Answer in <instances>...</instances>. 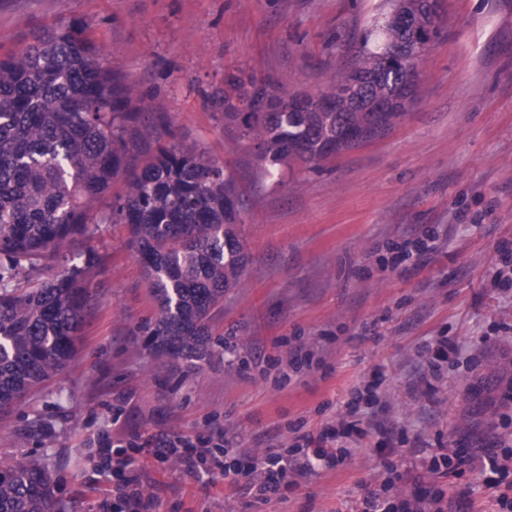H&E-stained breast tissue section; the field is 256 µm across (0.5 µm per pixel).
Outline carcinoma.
I'll list each match as a JSON object with an SVG mask.
<instances>
[{"label":"carcinoma","mask_w":512,"mask_h":512,"mask_svg":"<svg viewBox=\"0 0 512 512\" xmlns=\"http://www.w3.org/2000/svg\"><path fill=\"white\" fill-rule=\"evenodd\" d=\"M441 32L431 0H395L373 19L352 71L315 95L290 93L270 77L231 75L224 119L253 143L267 172L292 160L316 163L397 123L417 98L418 62ZM381 101L389 104L383 112ZM354 130L363 140L350 137ZM121 173L125 194L98 215L95 203ZM239 220L232 174L185 143L165 113L131 103L83 25L45 26L21 52L0 56V411L75 352L94 257L79 265L82 254L60 249L91 224L128 225L157 304L146 325L155 351L189 367L209 362L224 348L209 330L211 312L248 263L233 231ZM44 263L62 271L31 279ZM0 512H56L46 467L0 462Z\"/></svg>","instance_id":"cac0c4a2"}]
</instances>
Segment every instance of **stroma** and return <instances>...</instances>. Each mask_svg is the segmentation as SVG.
Masks as SVG:
<instances>
[{
    "mask_svg": "<svg viewBox=\"0 0 512 512\" xmlns=\"http://www.w3.org/2000/svg\"><path fill=\"white\" fill-rule=\"evenodd\" d=\"M442 36L418 66L419 90L396 126L321 161L261 174L251 144L212 101L245 72L288 92H318L351 70L388 0H0V55L33 30L79 20L132 97L166 113L186 142L232 172L245 203L236 231L248 255L238 286L210 322L226 340L199 368L158 356L144 324L155 312L122 224L91 225L77 252L91 304L78 350L57 375L0 414V461L37 459L58 512H122L97 474L102 439L127 446L159 434L236 433L243 455L292 440L290 426L332 425L360 381L380 376L366 447L345 438L347 464L315 459L316 475L260 501L219 476L146 459L159 512H357L387 477L376 448L414 429L400 469L426 457L512 442V295L492 279L512 245V0H442ZM440 227L421 267L392 264L391 243ZM300 334L310 371L274 385L267 368ZM447 336L465 344L432 387L418 351ZM433 487L494 512L482 478L438 473Z\"/></svg>",
    "mask_w": 512,
    "mask_h": 512,
    "instance_id": "35a3bbf8",
    "label": "stroma"
}]
</instances>
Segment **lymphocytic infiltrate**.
<instances>
[{
  "label": "lymphocytic infiltrate",
  "instance_id": "lymphocytic-infiltrate-1",
  "mask_svg": "<svg viewBox=\"0 0 512 512\" xmlns=\"http://www.w3.org/2000/svg\"><path fill=\"white\" fill-rule=\"evenodd\" d=\"M377 404V395L369 386L358 385L351 391V398L336 419V425L319 433L310 432L295 436L288 447L274 452L252 456L247 466L238 462V446L228 431L217 434L218 445L214 448H199L189 440L170 435L152 438L147 450L155 460L178 463L184 472L220 475L230 486H243L257 497L296 485L298 478L311 474V447L323 448L337 435L356 434L365 437L360 424L367 410ZM506 454L497 448L483 449L481 455L452 452L443 460H430L429 470H436L439 464L467 466L469 470L489 474V483L497 488L498 512H512V468L507 465ZM147 475L138 465L134 456H125L120 462L117 482L113 492L123 500L131 512H154L159 501L146 493ZM360 512H469L467 502L446 499L443 491L426 487L416 491L411 498L395 499L389 493H367L361 500Z\"/></svg>",
  "mask_w": 512,
  "mask_h": 512
}]
</instances>
